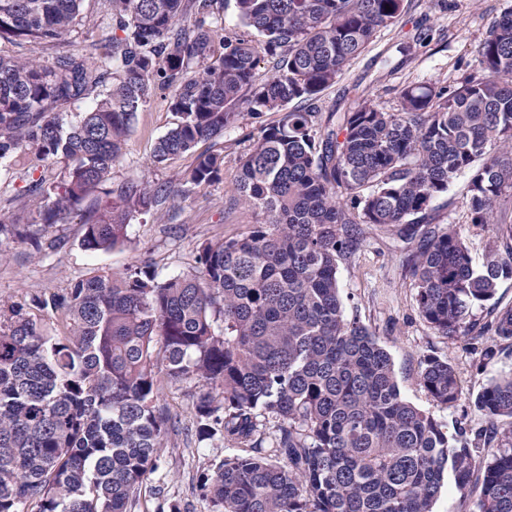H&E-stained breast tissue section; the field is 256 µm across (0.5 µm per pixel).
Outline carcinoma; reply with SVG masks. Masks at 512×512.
<instances>
[{
	"label": "carcinoma",
	"instance_id": "obj_1",
	"mask_svg": "<svg viewBox=\"0 0 512 512\" xmlns=\"http://www.w3.org/2000/svg\"><path fill=\"white\" fill-rule=\"evenodd\" d=\"M82 2L0 0V44L71 37ZM403 2L236 0L254 39L224 27L223 0H101L110 24L93 52L44 63L0 54V163L29 150L65 162L59 178L29 188L46 200L37 229L0 214V238L38 249L40 233L74 211L85 249L121 246L130 221L169 196L132 181L99 194L155 90L178 116L155 147L158 164L279 115L248 134L230 199L264 220L202 244L200 274L160 281L144 262L0 308V512L30 501L38 512H127L171 426L158 395L188 380L211 386L195 402L199 436L242 449L200 475L215 512H433L446 480L464 496L478 471V512H512V429L486 455L478 441L493 437L481 431L449 438L402 397L390 355L346 318L339 295V265L363 247L364 224L416 243L405 269L420 315L443 336L465 331L472 309L512 278V225L495 223L512 196V149L501 150L512 143L511 8L458 85L411 83L392 112L364 103L325 116L317 106L399 22ZM79 99L91 107L63 121L56 108ZM223 174V156L201 153L185 182ZM462 176L471 223L490 233L479 268L455 225L427 220ZM49 313L63 332L43 328ZM482 331L511 341L512 307ZM420 381L438 406L462 398L446 361L425 360ZM475 405L512 419V372ZM263 414L278 419L269 441Z\"/></svg>",
	"mask_w": 512,
	"mask_h": 512
}]
</instances>
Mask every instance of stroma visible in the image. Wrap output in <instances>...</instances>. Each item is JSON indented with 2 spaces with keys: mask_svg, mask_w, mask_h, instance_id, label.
<instances>
[{
  "mask_svg": "<svg viewBox=\"0 0 512 512\" xmlns=\"http://www.w3.org/2000/svg\"><path fill=\"white\" fill-rule=\"evenodd\" d=\"M406 11L394 26L382 29L372 45L348 65L336 85L318 101L321 112H343L366 101L392 109L400 92L412 81L435 87H452L477 72L479 49L492 21L512 0H405ZM422 39H415L416 28ZM177 121L163 95L151 97L133 122L123 159L112 170L113 184L134 181L146 186L164 184L170 194L165 203L133 218L127 240L110 251L92 252L81 245L83 227L77 220L54 227L61 244L56 249L34 251L29 244L0 242V303L34 295L63 294L76 281L101 271L124 272L147 261L159 279L196 273L202 243L241 234L261 220L246 205L229 207L238 157L248 143L244 129L200 141L195 154H184L157 165L152 159L156 142ZM217 152L224 157L221 181L182 194V183L193 168L196 153ZM61 161L18 155L8 175L0 177V210L22 213L29 203L32 180L56 177ZM466 178L437 198L428 219L453 223L462 234L474 264H481L487 233L470 222L466 206ZM414 249L392 232L369 226L363 248L339 267L338 280L344 313L372 331L393 361L402 396L415 406L433 412L448 434L458 427L480 426L477 393L501 371L512 369V343L478 328L492 319V308L512 306V279L502 281L495 307H477L472 319L476 330L448 338L438 334L420 315L416 290L403 261ZM451 363L458 374L463 396L454 406H434L421 385L425 358ZM200 384L165 387L158 402L172 418L163 438L158 469L146 480L130 512H156L158 505L178 506L180 512H214L201 490L200 474L210 473L225 457L234 454L223 438H200L194 402Z\"/></svg>",
  "mask_w": 512,
  "mask_h": 512,
  "instance_id": "1",
  "label": "stroma"
}]
</instances>
